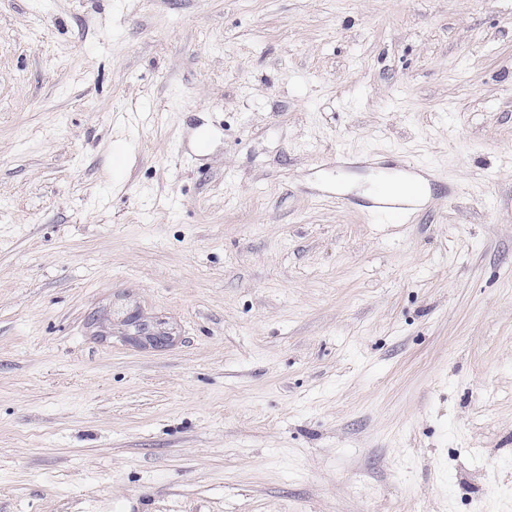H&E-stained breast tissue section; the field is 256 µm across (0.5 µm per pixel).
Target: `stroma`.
Wrapping results in <instances>:
<instances>
[{
    "label": "stroma",
    "mask_w": 512,
    "mask_h": 512,
    "mask_svg": "<svg viewBox=\"0 0 512 512\" xmlns=\"http://www.w3.org/2000/svg\"><path fill=\"white\" fill-rule=\"evenodd\" d=\"M0 512H512V0H0ZM398 170L400 174L417 180L422 188L412 194L394 196L386 190L385 185H382L378 186L365 198L336 194V202L340 204L355 203L373 211L409 221L420 212L424 205L425 192L423 189L425 185L422 179L428 180L429 175L426 168L417 165L410 158L404 159L401 157ZM129 332L127 340L138 347H160L166 345L170 339V333L163 331L158 324L144 320L137 311L130 312L125 319Z\"/></svg>",
    "instance_id": "1"
}]
</instances>
